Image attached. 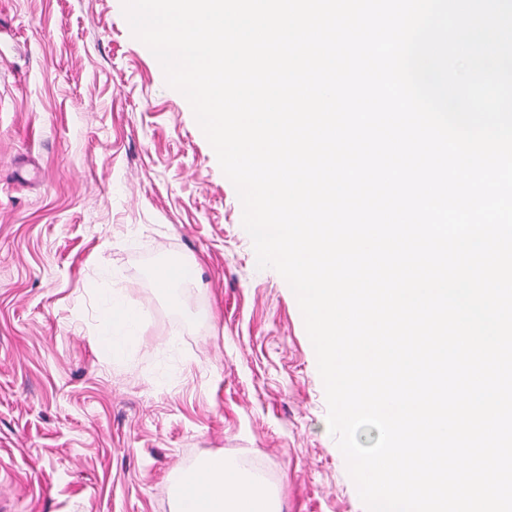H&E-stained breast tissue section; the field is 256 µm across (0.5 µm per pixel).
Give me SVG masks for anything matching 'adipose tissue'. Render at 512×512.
<instances>
[{
	"label": "adipose tissue",
	"instance_id": "obj_1",
	"mask_svg": "<svg viewBox=\"0 0 512 512\" xmlns=\"http://www.w3.org/2000/svg\"><path fill=\"white\" fill-rule=\"evenodd\" d=\"M98 344L108 356L121 357L139 323L137 311L107 301L101 311ZM277 500L240 465L221 454L183 471L176 488L175 512H278Z\"/></svg>",
	"mask_w": 512,
	"mask_h": 512
}]
</instances>
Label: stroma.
Returning a JSON list of instances; mask_svg holds the SVG:
<instances>
[{
	"mask_svg": "<svg viewBox=\"0 0 512 512\" xmlns=\"http://www.w3.org/2000/svg\"><path fill=\"white\" fill-rule=\"evenodd\" d=\"M193 263L179 303L160 288ZM139 310L113 359L103 301ZM297 299L122 0H0V512H173L225 454L283 512H367Z\"/></svg>",
	"mask_w": 512,
	"mask_h": 512,
	"instance_id": "stroma-1",
	"label": "stroma"
}]
</instances>
